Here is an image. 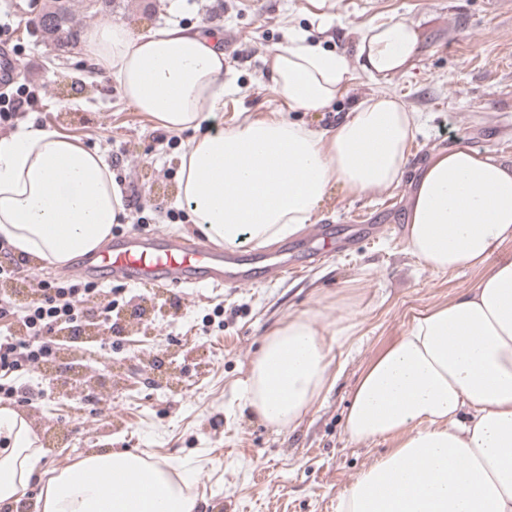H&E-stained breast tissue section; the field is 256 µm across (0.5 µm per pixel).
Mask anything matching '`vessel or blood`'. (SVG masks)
Returning <instances> with one entry per match:
<instances>
[{"mask_svg":"<svg viewBox=\"0 0 512 512\" xmlns=\"http://www.w3.org/2000/svg\"><path fill=\"white\" fill-rule=\"evenodd\" d=\"M290 268L288 260L259 257L243 246L216 250L164 233L118 236L74 262L75 273L91 281L175 291L240 288L260 275L287 276Z\"/></svg>","mask_w":512,"mask_h":512,"instance_id":"1","label":"vessel or blood"}]
</instances>
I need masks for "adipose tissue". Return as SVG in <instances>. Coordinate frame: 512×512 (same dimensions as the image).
<instances>
[{
	"label": "adipose tissue",
	"mask_w": 512,
	"mask_h": 512,
	"mask_svg": "<svg viewBox=\"0 0 512 512\" xmlns=\"http://www.w3.org/2000/svg\"><path fill=\"white\" fill-rule=\"evenodd\" d=\"M418 43L412 24L366 25L356 57L386 79ZM84 50L101 76L164 128L198 131L181 161L180 198L201 236L217 246L264 247L297 235L329 185L364 194L398 184L416 113L391 95L360 101L334 128L289 120L345 95L344 54L289 39L273 56L277 112L202 131L224 109V48L214 31L176 22L134 33L107 22ZM127 215L102 153L54 130L0 137V235L20 254L62 265L98 248ZM512 241V166L466 147L433 154L415 185L409 252L428 268L484 267ZM332 347L317 310L289 315L266 336L247 402L272 427L296 423L328 386ZM351 441L394 440L364 470L336 512H512V261L486 269L475 288L416 315L360 376L345 420ZM38 460L31 427L0 408V504L21 498ZM102 473L127 478L111 491ZM37 512H197L158 465L107 452L48 479Z\"/></svg>",
	"instance_id": "obj_1"
}]
</instances>
